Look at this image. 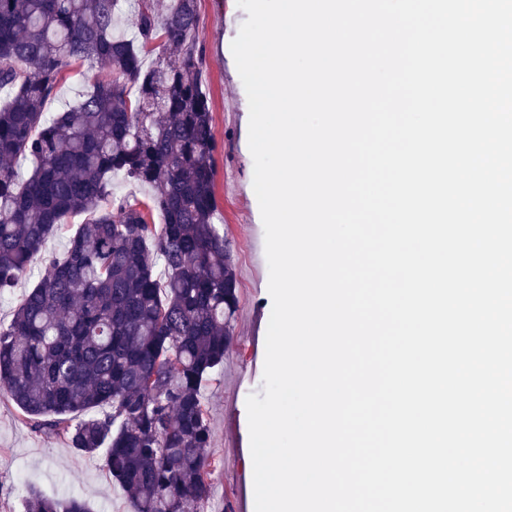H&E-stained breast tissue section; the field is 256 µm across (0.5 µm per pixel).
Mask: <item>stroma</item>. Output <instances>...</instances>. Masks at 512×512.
<instances>
[{"mask_svg": "<svg viewBox=\"0 0 512 512\" xmlns=\"http://www.w3.org/2000/svg\"><path fill=\"white\" fill-rule=\"evenodd\" d=\"M199 36L207 68L217 147L211 157L217 221L224 227L237 278L239 308L224 367L204 388L211 427L213 512H235L240 489L253 483L243 450L250 445L246 400L263 393L265 341L272 311L265 232L253 189L248 145L249 105L231 51L247 18L237 0H198ZM105 452L85 455L60 438L34 432L17 406L0 395V512H25L32 493L76 495L92 512H131L126 491L112 480Z\"/></svg>", "mask_w": 512, "mask_h": 512, "instance_id": "1", "label": "stroma"}]
</instances>
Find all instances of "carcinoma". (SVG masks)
Returning <instances> with one entry per match:
<instances>
[{"mask_svg":"<svg viewBox=\"0 0 512 512\" xmlns=\"http://www.w3.org/2000/svg\"><path fill=\"white\" fill-rule=\"evenodd\" d=\"M197 2L161 13L155 0H0V295L43 264L0 326V390L35 431L107 449L134 512L210 509L203 387L224 366L239 307L215 223ZM124 14L131 33L115 35ZM85 63L92 89L47 114L65 72ZM116 175L150 185V202L112 198ZM154 211L162 223L148 222ZM74 214L86 219L63 257L43 255ZM100 407L112 413L92 415ZM26 512L91 509L34 493Z\"/></svg>","mask_w":512,"mask_h":512,"instance_id":"1","label":"carcinoma"}]
</instances>
